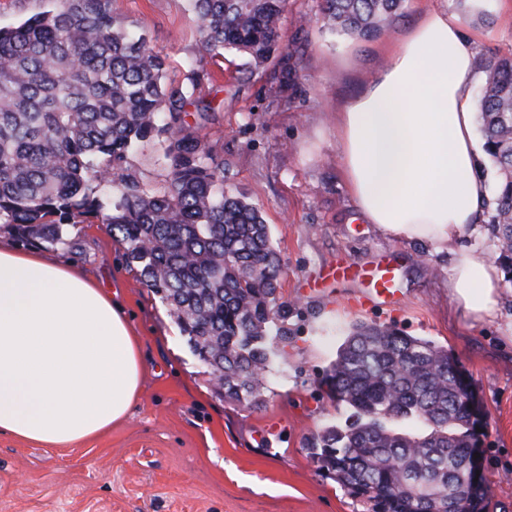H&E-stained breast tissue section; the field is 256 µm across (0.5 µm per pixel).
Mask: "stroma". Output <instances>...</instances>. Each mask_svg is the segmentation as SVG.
I'll return each mask as SVG.
<instances>
[{
	"mask_svg": "<svg viewBox=\"0 0 512 512\" xmlns=\"http://www.w3.org/2000/svg\"><path fill=\"white\" fill-rule=\"evenodd\" d=\"M430 6L456 13L478 50L512 55V0H408L390 35ZM112 9L147 31L169 82L188 90L184 123L220 149L231 190L257 204L270 225L288 343L276 351L259 405L227 401L103 224L71 227L66 247L20 243L115 293L137 334L143 373L129 416L81 447L0 434V512H363L313 457L323 430L352 420L325 377L359 322L447 349L473 398L470 441L484 512H512V283L498 284L499 319L473 323L448 294L452 256L366 223L336 152L332 114L382 67L390 35L334 40L316 20L317 0H289V83L279 61L255 68L228 52L205 59L194 84L190 0H112ZM302 14L309 21L300 28ZM163 148L155 140L131 157L140 183L163 185ZM381 256L399 270L398 300L368 311L363 288L333 282L328 270L339 260L366 267Z\"/></svg>",
	"mask_w": 512,
	"mask_h": 512,
	"instance_id": "1",
	"label": "stroma"
}]
</instances>
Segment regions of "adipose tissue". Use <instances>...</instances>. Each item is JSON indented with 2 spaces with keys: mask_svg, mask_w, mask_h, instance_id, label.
<instances>
[{
  "mask_svg": "<svg viewBox=\"0 0 512 512\" xmlns=\"http://www.w3.org/2000/svg\"><path fill=\"white\" fill-rule=\"evenodd\" d=\"M476 43L430 7L385 48V64L335 112L336 149L357 211L396 239L456 257L452 301L479 323L499 312V271L460 239L483 218L475 169ZM141 373L111 296L71 266L0 242V433L77 448L124 420Z\"/></svg>",
  "mask_w": 512,
  "mask_h": 512,
  "instance_id": "1",
  "label": "adipose tissue"
}]
</instances>
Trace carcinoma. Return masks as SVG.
Returning a JSON list of instances; mask_svg holds the SVG:
<instances>
[{"instance_id":"carcinoma-1","label":"carcinoma","mask_w":512,"mask_h":512,"mask_svg":"<svg viewBox=\"0 0 512 512\" xmlns=\"http://www.w3.org/2000/svg\"><path fill=\"white\" fill-rule=\"evenodd\" d=\"M200 56L230 51L260 66L283 47L288 0H190ZM406 0H319L338 39L370 40L400 20ZM476 100L483 150L502 179L491 228L512 282V56L479 55ZM112 0H53L16 28L0 27V231L52 246L90 216L125 250L128 266L175 316L224 398L251 406L288 341L279 254L262 211L226 190L228 173L181 114L186 91ZM164 138L161 189L137 181L130 155ZM112 188L107 195L104 189ZM355 420L320 439L317 459L365 512L480 508L463 481L470 414L448 352L392 329L353 326L326 377Z\"/></svg>"}]
</instances>
